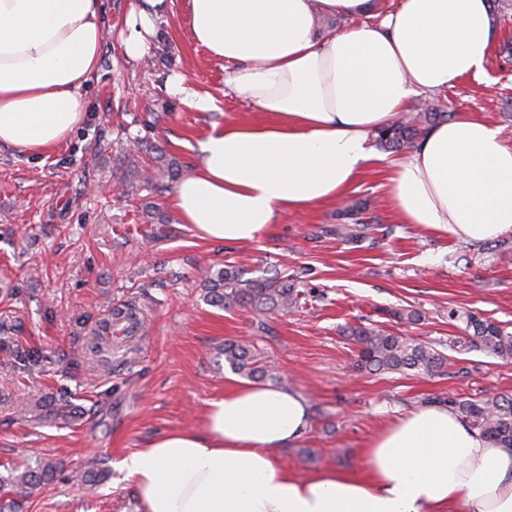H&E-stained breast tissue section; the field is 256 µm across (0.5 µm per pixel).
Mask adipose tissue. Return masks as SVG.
<instances>
[{
	"label": "adipose tissue",
	"mask_w": 512,
	"mask_h": 512,
	"mask_svg": "<svg viewBox=\"0 0 512 512\" xmlns=\"http://www.w3.org/2000/svg\"><path fill=\"white\" fill-rule=\"evenodd\" d=\"M160 3L129 12V57L153 40ZM373 10L374 0H188L192 40L262 118L210 125L198 166L173 190L179 223L208 242L254 244L282 215L342 200L380 160L372 136L416 96L484 74L498 36L491 0H401L377 24ZM320 15L350 24L322 36ZM103 28L101 0H0V146L41 153L83 123ZM389 167L399 223L464 244L512 232V145L480 115L434 124ZM311 420L300 392L236 382L198 425L120 466L140 512H512V448L448 407L383 425L359 475L302 476L282 463Z\"/></svg>",
	"instance_id": "obj_1"
}]
</instances>
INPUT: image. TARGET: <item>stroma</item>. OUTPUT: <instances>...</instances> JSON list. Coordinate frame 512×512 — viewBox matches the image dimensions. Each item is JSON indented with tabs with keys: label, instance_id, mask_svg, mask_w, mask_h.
<instances>
[{
	"label": "stroma",
	"instance_id": "obj_1",
	"mask_svg": "<svg viewBox=\"0 0 512 512\" xmlns=\"http://www.w3.org/2000/svg\"><path fill=\"white\" fill-rule=\"evenodd\" d=\"M135 2L104 0L99 64L82 89L86 121L41 154L0 148V478L38 458L65 466L53 490L20 499L18 512H137L121 460L197 424L230 381L218 355L229 340L249 345L309 399L303 447L280 453L302 474L334 465L361 471L368 439L416 407L512 395V361L461 344L467 313L512 331V233L469 245L399 223L387 168L367 171L342 203L285 216L248 247L199 240L177 221L173 182L144 184L143 171L161 154L190 173L211 122L249 121L255 112L225 93L223 62L193 43L187 0L157 13L149 50L128 57L120 33ZM497 21L485 75L428 101L443 112L480 113L512 143V10ZM178 77L213 98L215 110L173 94ZM346 204L363 205L369 218L357 246L336 234ZM158 214L165 224L155 225ZM229 265L246 279L294 277L298 306L263 321L211 306L200 272ZM124 304L146 313L145 326L130 346L94 356L92 330ZM407 309L419 321L399 319ZM347 325L458 346L432 376L371 373L358 369ZM66 403L79 416L58 415ZM92 458L108 478L72 482Z\"/></svg>",
	"mask_w": 512,
	"mask_h": 512
}]
</instances>
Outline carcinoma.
<instances>
[{"label":"carcinoma","mask_w":512,"mask_h":512,"mask_svg":"<svg viewBox=\"0 0 512 512\" xmlns=\"http://www.w3.org/2000/svg\"><path fill=\"white\" fill-rule=\"evenodd\" d=\"M446 113L424 104L414 115L402 117L377 134V142L384 149H397L406 143L415 142L421 133L444 119ZM181 170L177 163H168L167 168L153 171L145 177L148 184L168 178L175 181ZM346 223L336 228V234L349 243H359L368 234L369 225L361 217V207L350 206L341 212ZM206 300L218 307L249 308L260 317L284 313L297 307L300 293L294 285L279 277L243 279L238 270L221 269L215 273L205 272ZM466 347L482 350L502 360H512V332L498 324L467 316ZM349 336L358 346V366L371 371L402 372L415 371L432 375L448 364V355L430 342L408 339L375 327L357 326L349 328ZM231 368L250 379L279 380L272 370L259 364V359L246 345L227 341L219 351ZM448 407L465 418L486 439L497 445L512 447V397L494 394L483 399H461L450 397ZM59 471V463L40 459L35 466H26L13 477L20 492L33 496L51 483ZM105 478L101 463L88 462L76 473L83 484H93Z\"/></svg>","instance_id":"cac0c4a2"}]
</instances>
